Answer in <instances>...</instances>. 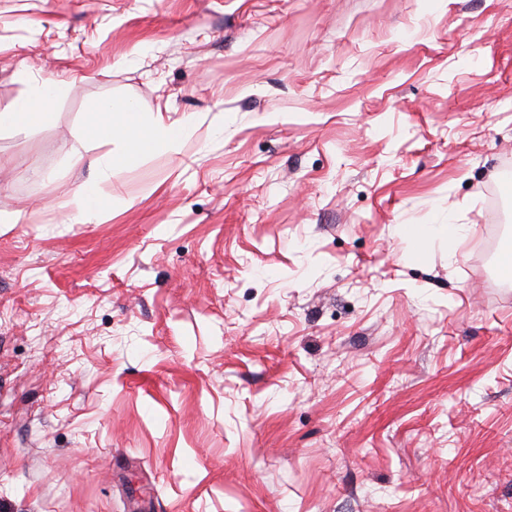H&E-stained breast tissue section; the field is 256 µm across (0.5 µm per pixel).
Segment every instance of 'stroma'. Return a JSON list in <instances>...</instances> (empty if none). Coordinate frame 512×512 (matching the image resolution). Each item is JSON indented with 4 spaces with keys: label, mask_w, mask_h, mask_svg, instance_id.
<instances>
[{
    "label": "stroma",
    "mask_w": 512,
    "mask_h": 512,
    "mask_svg": "<svg viewBox=\"0 0 512 512\" xmlns=\"http://www.w3.org/2000/svg\"><path fill=\"white\" fill-rule=\"evenodd\" d=\"M34 78L0 512H512V0H0V111ZM104 98L178 151L70 165ZM52 91L44 82L32 84L28 99L20 108L0 113V127L3 125H28L42 122L50 116V98Z\"/></svg>",
    "instance_id": "stroma-1"
}]
</instances>
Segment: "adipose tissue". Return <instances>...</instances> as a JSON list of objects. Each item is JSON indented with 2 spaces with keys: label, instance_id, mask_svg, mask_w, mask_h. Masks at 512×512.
I'll return each mask as SVG.
<instances>
[{
  "label": "adipose tissue",
  "instance_id": "adipose-tissue-1",
  "mask_svg": "<svg viewBox=\"0 0 512 512\" xmlns=\"http://www.w3.org/2000/svg\"><path fill=\"white\" fill-rule=\"evenodd\" d=\"M50 98L51 91L47 85L35 82L20 108L0 113V126L28 125L47 120ZM181 135V127L166 122L162 112L141 111L131 100L98 103L82 131L83 139L101 137L112 144L109 153L91 161L96 178L102 182L111 178L115 167L128 163L141 153L176 149Z\"/></svg>",
  "mask_w": 512,
  "mask_h": 512
}]
</instances>
